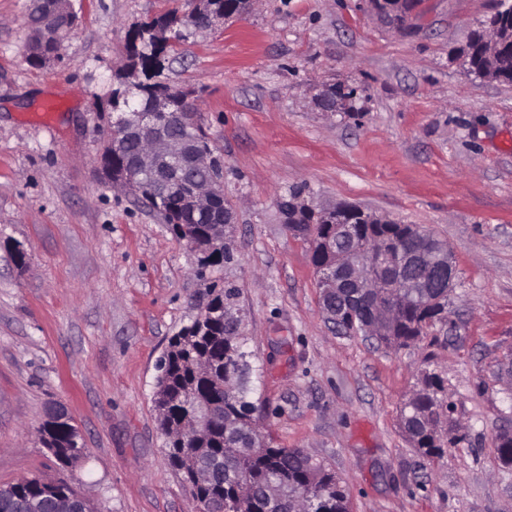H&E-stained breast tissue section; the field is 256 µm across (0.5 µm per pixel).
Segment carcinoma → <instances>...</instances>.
I'll list each match as a JSON object with an SVG mask.
<instances>
[{"label":"carcinoma","mask_w":512,"mask_h":512,"mask_svg":"<svg viewBox=\"0 0 512 512\" xmlns=\"http://www.w3.org/2000/svg\"><path fill=\"white\" fill-rule=\"evenodd\" d=\"M387 16L398 20L401 9H412L418 0H371ZM53 0H44L42 9L28 15L31 24L57 21ZM209 9L202 19L217 14L241 17L248 13L250 0H208ZM170 30L176 42L186 39L190 27L183 25L177 13L153 18L139 25L140 31ZM174 50V44H160L154 40L131 44L128 50V69H137L144 82L136 87L121 90L116 86L107 98L110 112H130L150 106L159 91H178L175 86L156 80L163 69L159 56ZM463 65L470 73L487 81L512 83V6L492 14L476 29L462 52ZM356 90L340 84L328 86L320 94L323 105L338 112H351ZM198 143L213 151L216 166L211 169L190 170L194 180L222 178L224 157L212 143L202 126H197ZM138 141L133 137L122 142L113 153L112 167L121 169L132 166L138 152ZM140 193L135 198L161 216L170 232L200 254L203 267L219 266L234 261L233 235L227 234L224 251L210 250L211 222L216 217H231L234 213L229 199L219 198L215 214L193 221L180 193L164 197L153 192L149 175L139 176ZM305 187L293 188L281 198V210L298 216L299 224H316L324 233L326 225L318 224L319 218L306 207ZM341 223L348 225V235L336 240L340 248H366L371 235L415 231L418 240H409L407 249L424 244L428 247L437 238L427 228L418 225L394 223L392 228L368 229L359 215L345 209L340 213ZM238 288L227 283L219 289L204 307L202 318L184 327L168 342L161 373L158 399L154 401L158 428L164 432L171 425L191 422L196 407L211 412L207 433L199 441H182L176 437L164 439V456L167 465L180 478L197 504L211 512H349L347 494L336 476L321 464L312 461L297 449L275 448L261 432L251 401L255 392L254 369L248 361L250 352L244 335V321L236 307ZM340 316V332L353 334L371 317L370 303L359 298L346 304L341 295L334 301ZM398 314L392 335L385 341L393 348L402 349L416 345L427 331L448 322V298L434 288H409L394 303ZM419 389L404 403L400 411L414 448L425 457L441 458L448 447V390L444 378L428 369L419 372ZM73 424L61 419L48 407L40 426V439L46 448L54 449L62 476L53 480L34 478L0 485V512H43L50 506H64L77 495L73 487V469L83 460L70 447ZM308 488L314 501H298V489Z\"/></svg>","instance_id":"carcinoma-1"}]
</instances>
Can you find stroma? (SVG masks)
I'll list each match as a JSON object with an SVG mask.
<instances>
[{"label":"stroma","instance_id":"obj_1","mask_svg":"<svg viewBox=\"0 0 512 512\" xmlns=\"http://www.w3.org/2000/svg\"><path fill=\"white\" fill-rule=\"evenodd\" d=\"M496 3L421 0L399 33L368 0H256L190 34L160 78L201 92L239 259L200 278L198 254L97 162L132 26L187 0H74L81 22L42 66L27 54L31 0H0V485L58 477L39 427L61 402L88 450L75 478L94 512H197L164 460L155 364L226 279L264 433L336 473L350 512H512L496 448L512 422V84L458 58ZM332 84L356 89V116L324 115L316 97ZM50 95L59 115L38 124ZM298 185L313 204L358 205L443 240L457 269L449 333L395 349L333 329L310 244L277 208ZM424 368L468 427L434 460L399 419Z\"/></svg>","mask_w":512,"mask_h":512}]
</instances>
